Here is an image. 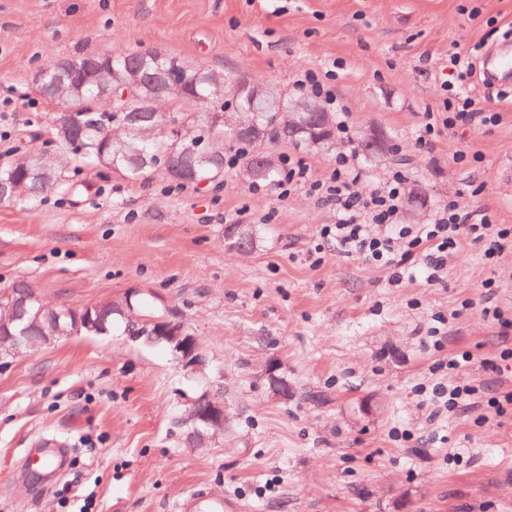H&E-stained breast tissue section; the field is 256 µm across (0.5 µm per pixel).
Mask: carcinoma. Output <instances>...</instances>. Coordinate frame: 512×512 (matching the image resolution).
<instances>
[{
  "mask_svg": "<svg viewBox=\"0 0 512 512\" xmlns=\"http://www.w3.org/2000/svg\"><path fill=\"white\" fill-rule=\"evenodd\" d=\"M101 61L98 55H85L71 59L79 73L83 94L61 100L50 88L51 77L39 85L41 96L74 111V133L78 142H70L71 149L78 155L93 162L104 156L112 163V170L129 178H139L156 165L165 168L176 167L193 170L196 179H220L224 176V152L208 148L209 139L230 137L238 143L249 146L268 140H287L295 143L316 145L329 149L336 144V118L331 112H321L322 140L316 141L308 125L310 114L302 111L306 100L291 99L271 84L254 83L239 86L234 90L236 110L233 121L226 120L225 109L217 108L218 101L211 95L212 88L206 81L208 72L191 69L177 60H171L153 52L117 53L111 62L87 71L93 62ZM175 64L191 79L197 82L178 98L163 99L160 106L170 107L168 112H137V103L118 100L108 94L99 93L97 83L102 80L116 87L131 83V74L137 70L153 73L159 67ZM207 98L210 106L195 113L180 112L179 103H198ZM182 123L185 126L180 139L186 145L182 151L172 141L155 135L169 124ZM124 128L120 134L112 132V126ZM246 174L255 181H275L277 162L257 149L241 157ZM60 165L53 152L46 148L27 151L21 161L0 164V202H9L18 192L28 194L30 200L48 192H64L70 189L59 172ZM237 233L240 248L248 251L255 244V233L249 226H231ZM34 293L23 283L16 284L7 292L0 310V323L8 327L9 336L0 339L3 346L12 344L11 337H19L24 331L29 336L49 331L59 323L68 334L91 336L105 335L112 331L114 322L124 320L125 330L142 343L153 342L155 321L151 318L129 319L125 308L130 303H106L93 306V328L75 326V320L63 316L55 317V310H39L33 299Z\"/></svg>",
  "mask_w": 512,
  "mask_h": 512,
  "instance_id": "carcinoma-1",
  "label": "carcinoma"
}]
</instances>
